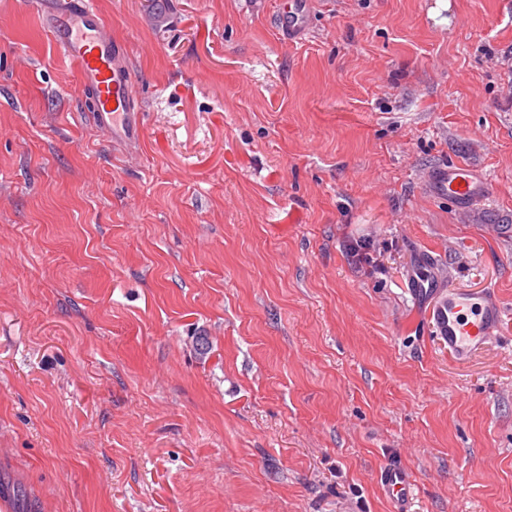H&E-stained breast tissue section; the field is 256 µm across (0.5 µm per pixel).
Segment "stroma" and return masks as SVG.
Wrapping results in <instances>:
<instances>
[{"instance_id":"35a3bbf8","label":"stroma","mask_w":512,"mask_h":512,"mask_svg":"<svg viewBox=\"0 0 512 512\" xmlns=\"http://www.w3.org/2000/svg\"><path fill=\"white\" fill-rule=\"evenodd\" d=\"M92 0L143 132L0 0V512H512V326L451 357L410 281L512 312V0ZM448 161L495 187L458 212ZM366 240L364 273L349 245ZM311 0H281L277 31L288 42L302 40L309 30ZM424 190L435 198H448L459 211H467L490 200V180L476 168L450 162L430 168L423 177ZM379 479L384 490L395 503L397 512H406V503L412 497L414 490L405 470L400 464H390L385 467Z\"/></svg>"}]
</instances>
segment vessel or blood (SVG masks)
<instances>
[{"mask_svg":"<svg viewBox=\"0 0 512 512\" xmlns=\"http://www.w3.org/2000/svg\"><path fill=\"white\" fill-rule=\"evenodd\" d=\"M48 8L52 39L79 73L81 90L94 100L98 126L116 140H139L142 122L132 103V76L125 62L124 48L112 39L90 0H42ZM311 0H280L277 31L295 42L309 30ZM424 190L435 198H445L460 211L490 200L494 194L490 180L476 168L461 162L430 168L423 177ZM437 336L448 345L456 359H468L488 339L500 336L508 314L495 289L477 292L449 289L433 309ZM380 482L395 503L397 512H406L414 490L399 464L385 467Z\"/></svg>","mask_w":512,"mask_h":512,"instance_id":"obj_1","label":"vessel or blood"}]
</instances>
